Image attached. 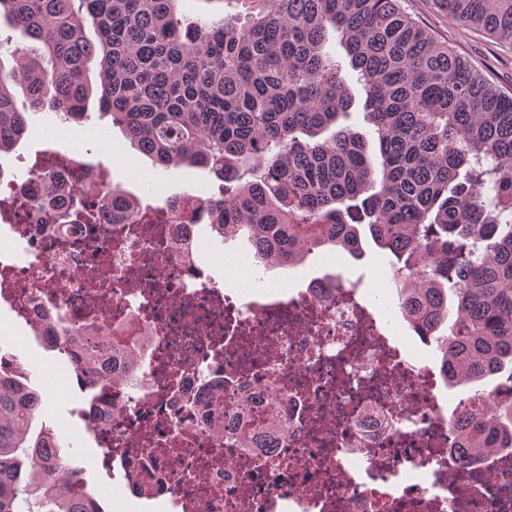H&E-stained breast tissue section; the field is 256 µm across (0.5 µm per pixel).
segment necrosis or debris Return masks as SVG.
<instances>
[{"instance_id": "necrosis-or-debris-1", "label": "necrosis or debris", "mask_w": 512, "mask_h": 512, "mask_svg": "<svg viewBox=\"0 0 512 512\" xmlns=\"http://www.w3.org/2000/svg\"><path fill=\"white\" fill-rule=\"evenodd\" d=\"M8 189L26 208L0 229V334L19 322L56 346L60 327L95 328L102 469L140 471L172 512H512V455L464 464L461 408L407 359L397 314L343 277L259 287L248 254L186 253L188 216L51 224L39 183Z\"/></svg>"}]
</instances>
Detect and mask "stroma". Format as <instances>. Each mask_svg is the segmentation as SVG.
<instances>
[{"instance_id": "35a3bbf8", "label": "stroma", "mask_w": 512, "mask_h": 512, "mask_svg": "<svg viewBox=\"0 0 512 512\" xmlns=\"http://www.w3.org/2000/svg\"><path fill=\"white\" fill-rule=\"evenodd\" d=\"M403 6L414 19L470 61L491 83L503 91L512 92V42L449 22L436 0H403ZM30 121L33 135L23 139L11 152L0 155V168L4 169L6 175L20 173L24 164L32 163L44 153L63 151L68 147L67 142L51 141L39 135L40 129L58 124L59 116L55 111L44 109L31 115ZM103 136L111 142V150L94 149L84 153V162L91 166H107L112 185L137 197L143 204L160 205L165 199L182 194L207 197L217 187L215 177L206 170L184 166L167 169L154 166L151 159L134 148L120 128L109 127ZM363 246L365 255L358 260L343 252L329 258L312 255L304 263L295 266L294 270L275 267L265 270L264 275L266 279L284 283L289 273L314 275L325 271L328 263L332 262L344 277L367 282L382 270L385 254L371 239H364ZM20 333L28 338L21 360L30 374L31 385L51 395V409L41 411L38 419L54 426L62 454L70 463L87 467L88 490L108 510L112 500L105 495L104 490L122 484L123 479L93 469L96 459L101 455V448L87 431L84 421L75 413L76 408L81 407L84 395L72 381L65 384L47 383L42 375L43 368L50 366L62 371L66 368L65 361L58 353L46 350L37 340L30 338L29 328H21Z\"/></svg>"}]
</instances>
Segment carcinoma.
Segmentation results:
<instances>
[{
  "label": "carcinoma",
  "mask_w": 512,
  "mask_h": 512,
  "mask_svg": "<svg viewBox=\"0 0 512 512\" xmlns=\"http://www.w3.org/2000/svg\"><path fill=\"white\" fill-rule=\"evenodd\" d=\"M180 0H0L3 17L32 44L0 59V153L31 134L28 111L89 120V64L100 66L99 118L124 128L155 165L213 174L218 192L174 196L166 206L200 215L225 242L247 239L268 265H297L341 249L362 255L359 226L398 268V308L441 352L446 385L512 377V95L490 83L415 21L401 0H220L217 21L179 16ZM448 20L512 39V0H436ZM97 41L86 38V27ZM334 33L348 67L326 50ZM361 85L363 136L339 125ZM23 102L17 103V95ZM54 204L65 188L41 165L25 175ZM95 206L70 196L51 223L95 224ZM126 221L147 220L136 199ZM455 318L446 336L448 296ZM91 393L99 344L69 349ZM42 396L19 359L0 362V512H104L86 469L60 455L42 425ZM470 453L512 450V405L471 408Z\"/></svg>",
  "instance_id": "carcinoma-1"
}]
</instances>
